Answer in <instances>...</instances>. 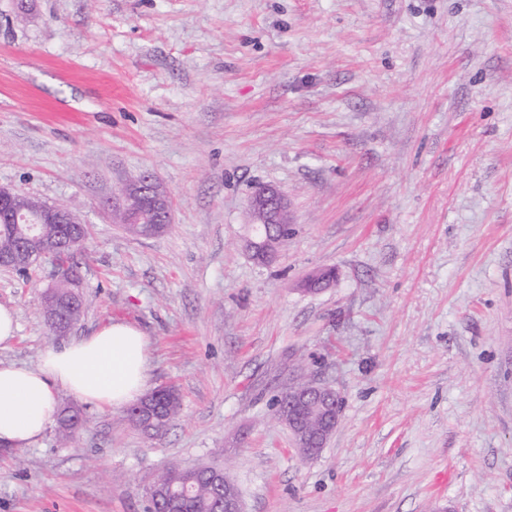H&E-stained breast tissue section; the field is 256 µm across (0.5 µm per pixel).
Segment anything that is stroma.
<instances>
[{
    "mask_svg": "<svg viewBox=\"0 0 512 512\" xmlns=\"http://www.w3.org/2000/svg\"><path fill=\"white\" fill-rule=\"evenodd\" d=\"M146 171L173 222L137 238L104 203ZM261 185L294 229L269 262ZM0 186L90 230L64 339L136 326L182 400L1 451L0 512H145L202 464L244 512H512V0H0ZM51 272L0 270V362L64 340ZM301 370L341 402L311 461L274 417ZM288 203L285 195L275 187H263L255 192L251 200L253 224L256 230V239L250 242L251 249L258 259L267 260L280 243L288 240V231L280 241L283 224H288ZM258 224V225H256ZM280 233L276 232V228ZM259 231H262L259 233ZM158 406L159 409L155 410L152 425L165 429L180 413L182 406L180 394L174 387H169Z\"/></svg>",
    "mask_w": 512,
    "mask_h": 512,
    "instance_id": "35a3bbf8",
    "label": "stroma"
}]
</instances>
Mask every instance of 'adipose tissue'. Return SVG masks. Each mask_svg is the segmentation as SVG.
<instances>
[{
    "label": "adipose tissue",
    "mask_w": 512,
    "mask_h": 512,
    "mask_svg": "<svg viewBox=\"0 0 512 512\" xmlns=\"http://www.w3.org/2000/svg\"><path fill=\"white\" fill-rule=\"evenodd\" d=\"M149 381V341L123 322L49 346L36 367L0 363V443L19 448L37 442L59 415L57 392L117 410L141 396Z\"/></svg>",
    "instance_id": "obj_1"
}]
</instances>
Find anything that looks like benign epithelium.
I'll list each match as a JSON object with an SVG mask.
<instances>
[{"instance_id": "1", "label": "benign epithelium", "mask_w": 512, "mask_h": 512, "mask_svg": "<svg viewBox=\"0 0 512 512\" xmlns=\"http://www.w3.org/2000/svg\"><path fill=\"white\" fill-rule=\"evenodd\" d=\"M121 202L112 204V208H125L134 215L136 224H169L171 223V207L169 196L161 191L146 171L139 179L121 189ZM16 193L0 187V212L7 213L13 223H19L18 214L14 210ZM288 203L283 192L275 187H264L254 193L251 200L253 224L258 231L256 239L250 242L251 249L257 258H270L280 243L281 234L276 229L288 223ZM79 223L71 207L43 203L40 205L38 220L29 225L18 241V250L33 252L37 258H56L61 248L73 249L78 245L76 236L44 238L41 228L44 224L69 225ZM46 323L52 328V334L61 335L69 331L59 317L55 299L45 298ZM337 398L335 390L323 387L308 379L302 383H294L288 399V410L278 409L279 416H288V429L293 435L297 448L307 452L309 456H318L325 448L334 433L339 420L338 406L334 405ZM314 417L320 422L318 431H308L303 422Z\"/></svg>"}]
</instances>
